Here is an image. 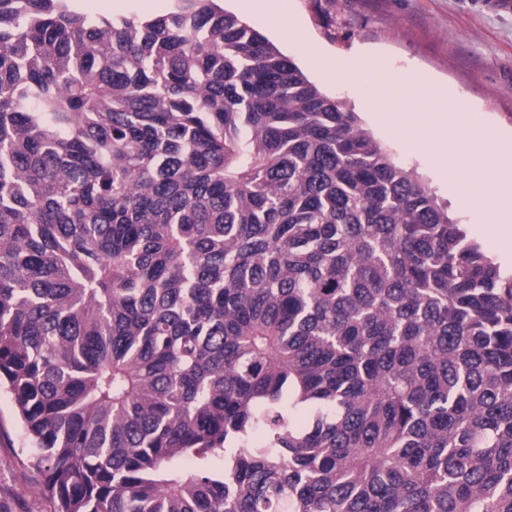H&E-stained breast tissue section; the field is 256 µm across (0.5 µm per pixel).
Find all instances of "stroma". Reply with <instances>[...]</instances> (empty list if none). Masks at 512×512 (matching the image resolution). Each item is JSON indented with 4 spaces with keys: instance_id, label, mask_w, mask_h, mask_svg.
<instances>
[{
    "instance_id": "obj_1",
    "label": "stroma",
    "mask_w": 512,
    "mask_h": 512,
    "mask_svg": "<svg viewBox=\"0 0 512 512\" xmlns=\"http://www.w3.org/2000/svg\"><path fill=\"white\" fill-rule=\"evenodd\" d=\"M282 17L299 24L310 45L289 41L243 0H221L225 11L259 30L319 89L347 104L393 159L417 173L446 203L471 238L485 243L480 215L451 190L457 171L436 161L437 138L423 134L441 107L466 113L470 131L512 137V12L485 0H278ZM89 15L167 13L172 0H78ZM329 54L340 71L326 76L308 48ZM387 109L407 116L390 130L376 120L378 93ZM30 442L9 393L0 391V512H53L30 467Z\"/></svg>"
}]
</instances>
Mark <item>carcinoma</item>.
<instances>
[{
	"mask_svg": "<svg viewBox=\"0 0 512 512\" xmlns=\"http://www.w3.org/2000/svg\"><path fill=\"white\" fill-rule=\"evenodd\" d=\"M75 2L0 0V382L54 512H512V272L216 0ZM78 3L91 16H117L131 12L143 16H156L167 13L172 6L171 0H78ZM149 3H154L156 6L148 8Z\"/></svg>",
	"mask_w": 512,
	"mask_h": 512,
	"instance_id": "carcinoma-1",
	"label": "carcinoma"
}]
</instances>
